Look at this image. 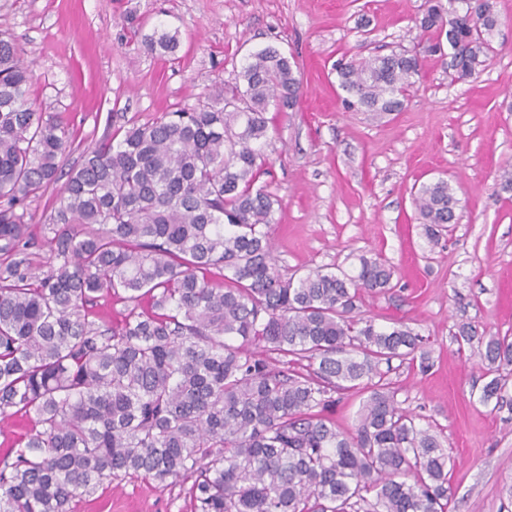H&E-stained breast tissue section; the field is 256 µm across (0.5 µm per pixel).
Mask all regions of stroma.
<instances>
[{"mask_svg":"<svg viewBox=\"0 0 512 512\" xmlns=\"http://www.w3.org/2000/svg\"><path fill=\"white\" fill-rule=\"evenodd\" d=\"M423 0H0V30L33 69L31 94L48 102L73 141L64 169L114 128L192 109L233 87L250 55L272 46L303 73L297 111L276 116L258 145L261 186L277 200L270 228L281 272L355 274L357 255L382 254L391 290L365 296L377 325L411 323L427 340L428 368L404 364L388 378L402 407L433 426L454 464L448 512H500L512 484V412L481 405V370L453 339L458 325L512 337V196L499 174L512 166V0L484 70L448 77V59L423 58L403 111L377 116L342 107L330 68L341 55L420 52ZM177 33L175 54L143 38ZM444 179L456 224L428 244L415 186ZM52 195L27 202L34 266L50 252ZM78 512H194L188 485L113 481Z\"/></svg>","mask_w":512,"mask_h":512,"instance_id":"stroma-1","label":"stroma"}]
</instances>
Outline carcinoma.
Here are the masks:
<instances>
[{"instance_id": "obj_1", "label": "carcinoma", "mask_w": 512, "mask_h": 512, "mask_svg": "<svg viewBox=\"0 0 512 512\" xmlns=\"http://www.w3.org/2000/svg\"><path fill=\"white\" fill-rule=\"evenodd\" d=\"M460 2L424 0L416 25L465 81L502 19L496 0ZM144 43L173 52L178 38L156 31ZM333 71L345 108L382 115L405 108L421 64L399 49L342 57ZM32 78L0 31V420L22 428L3 457L0 512H75L128 476L191 483L195 512H445L451 457L388 380L395 360L427 368L426 339L360 314L364 294L390 287L391 267L362 255L354 276H287L273 256L277 199L256 187V143L269 108L296 109L297 65L273 47L252 54L230 92L114 129L62 184L72 141L30 98ZM50 189L43 271L22 208ZM413 203L431 242L457 221L444 179ZM103 294L126 303L121 319H89ZM454 340L489 377L478 401L512 411V340L467 324ZM351 390L368 396L347 436L327 411Z\"/></svg>"}]
</instances>
